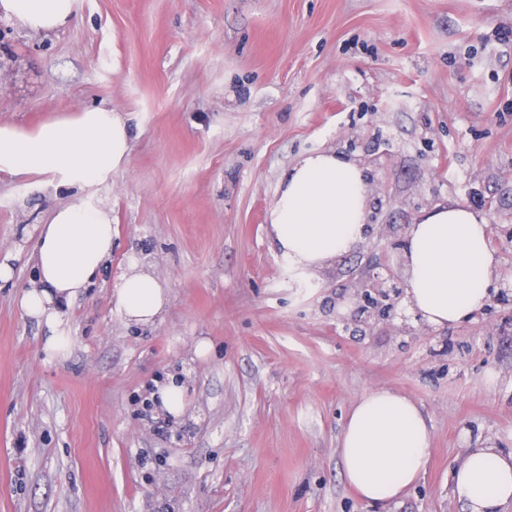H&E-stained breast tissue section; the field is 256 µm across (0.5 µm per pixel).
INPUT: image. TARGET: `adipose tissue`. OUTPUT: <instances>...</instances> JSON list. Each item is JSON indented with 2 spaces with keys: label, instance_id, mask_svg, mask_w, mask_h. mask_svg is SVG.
I'll return each instance as SVG.
<instances>
[{
  "label": "adipose tissue",
  "instance_id": "obj_1",
  "mask_svg": "<svg viewBox=\"0 0 512 512\" xmlns=\"http://www.w3.org/2000/svg\"><path fill=\"white\" fill-rule=\"evenodd\" d=\"M78 0H0V16L37 32L72 24ZM130 132L112 109L93 106L32 130L0 126V171L50 174L62 185L92 186L125 164ZM369 196L362 168L333 152L299 160L283 177L269 224L281 254L298 269L315 270L349 252L367 233ZM112 255V212L89 199L53 211L39 233L37 278L20 297L24 313L47 327L44 351L66 356L68 305L78 299ZM408 298L428 324L474 317L485 306L499 260L490 230L470 208L438 206L411 225L403 253ZM126 322L153 325L167 303L160 278L130 261L116 288ZM427 421L408 397L388 389L363 395L340 437L348 485L373 505H386L425 473ZM451 492L468 512H501L512 503V454L492 445L467 449L451 471Z\"/></svg>",
  "mask_w": 512,
  "mask_h": 512
}]
</instances>
